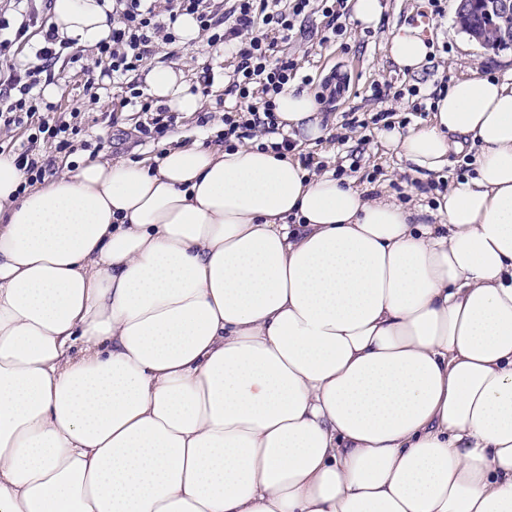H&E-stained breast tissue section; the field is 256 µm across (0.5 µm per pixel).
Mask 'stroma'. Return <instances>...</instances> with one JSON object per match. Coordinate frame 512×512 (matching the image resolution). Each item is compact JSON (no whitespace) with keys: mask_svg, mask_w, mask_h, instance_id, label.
<instances>
[{"mask_svg":"<svg viewBox=\"0 0 512 512\" xmlns=\"http://www.w3.org/2000/svg\"><path fill=\"white\" fill-rule=\"evenodd\" d=\"M384 3L383 16L373 27L359 25L351 12H344L337 20L344 29L343 36L327 44L320 41L321 14L311 15L303 21L300 34L288 45V53L299 59L302 74L310 79L306 86L310 95L321 93L323 81L332 75L343 79L348 86L339 101L318 105L322 123L330 136L340 132L348 113H355L363 123L362 128L350 132L344 144L331 142L329 136L313 146H301L300 151L321 161L325 171L342 169L341 181L345 185L363 192L374 189L384 192L392 201L411 209H430L440 189L446 188L450 179L457 177L463 155H451L448 167L438 176L409 172L389 148L387 132L370 128L371 118L387 109L395 110L401 116L409 115L408 99L389 97L388 92L392 89L414 85L423 94L435 97L452 80L473 74L511 80L512 51L492 52L482 48L475 39L468 37L459 23V0H445L444 12L442 16L433 17L426 39L437 45H448V52L430 58L420 73L401 72L388 59L389 39L399 28L413 25L415 15L426 8L427 2L384 0ZM147 63L180 70L189 84L195 82L202 71H210L214 77L212 94L204 100L205 111L213 115L210 125L200 127L196 116L183 113L174 132L203 142L211 140L214 130L223 127L225 106L235 102L224 80V68L230 63L229 54L209 47L203 40L177 52L161 44ZM97 70L95 52L83 50L79 51L77 62H60L55 66L54 83L61 88L62 95L56 101V111L49 113L48 119L70 123L77 130L72 138V151L55 156V171L76 169L81 161L89 158L152 160L163 149L159 143L119 151L112 148L113 135L133 131L143 116L132 107L116 110L115 103L121 91L111 78L99 76L94 87H87L88 73H97ZM377 88L382 91L378 97L373 94Z\"/></svg>","mask_w":512,"mask_h":512,"instance_id":"1","label":"stroma"}]
</instances>
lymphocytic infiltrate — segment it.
<instances>
[{"label": "lymphocytic infiltrate", "instance_id": "f902f5d3", "mask_svg": "<svg viewBox=\"0 0 512 512\" xmlns=\"http://www.w3.org/2000/svg\"><path fill=\"white\" fill-rule=\"evenodd\" d=\"M345 0H112V30L99 42L97 63L113 83H125L121 107H135L145 120L135 128L136 144L157 143L177 124V113L156 103L130 82L132 73L151 56L158 43H180L175 28L183 15L195 18L199 30L212 47H227L233 70L229 85L236 97L225 107L222 130L216 139L232 149L262 135V150L285 155L296 144L284 133L277 115L278 97L300 74V63L285 53L284 44L296 35L299 19L322 13L323 42L336 41L343 34L336 20ZM18 26L0 19V125L19 127L33 119L39 109L53 111V104H41L38 89L54 79L55 65L68 56L70 44L47 28L46 18L36 6H28ZM41 27L42 41L34 51L35 63L19 61L14 52L24 43L30 28Z\"/></svg>", "mask_w": 512, "mask_h": 512}]
</instances>
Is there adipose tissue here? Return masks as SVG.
<instances>
[{"mask_svg":"<svg viewBox=\"0 0 512 512\" xmlns=\"http://www.w3.org/2000/svg\"><path fill=\"white\" fill-rule=\"evenodd\" d=\"M112 0H53L92 49ZM399 70L430 49L401 27ZM150 95L196 113L181 71ZM285 130L323 135L307 92ZM419 211L241 146L173 139L27 187L0 156V512H512V82L393 133Z\"/></svg>","mask_w":512,"mask_h":512,"instance_id":"obj_1","label":"adipose tissue"}]
</instances>
